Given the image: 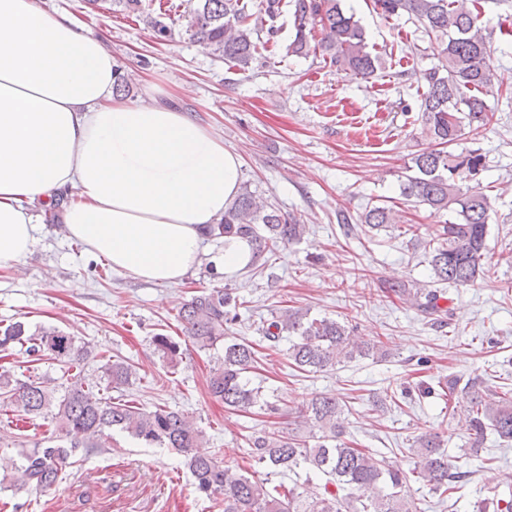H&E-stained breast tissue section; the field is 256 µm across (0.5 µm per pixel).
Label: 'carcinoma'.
I'll return each mask as SVG.
<instances>
[{"mask_svg":"<svg viewBox=\"0 0 512 512\" xmlns=\"http://www.w3.org/2000/svg\"><path fill=\"white\" fill-rule=\"evenodd\" d=\"M188 28L213 57L241 71L249 69L258 54V34L273 39L278 28L265 26L280 10V0H266L263 11L251 12L243 0H190ZM126 14L144 17L158 40L171 36L162 15H142L141 0H113ZM294 38L287 45L290 56L320 54L323 60L355 76L374 74L377 57L368 51L363 27L344 0H291ZM381 14H406L430 36V49L437 64L421 75L423 92L420 111L423 131L435 147L412 158L415 174L401 182V196L418 205L451 210L455 220L442 224L428 242L427 260L434 282L465 286L486 276L484 255L490 202L483 192L480 175L486 170L485 156L475 149L451 150L470 131L477 135L491 120L484 96L502 85L491 59L492 44L480 26V0H374ZM322 37L316 38V31ZM394 223L386 206H373L361 216L363 230L371 233ZM306 225L294 216L258 198L243 188L219 223L208 235L240 236L248 239L255 257L281 244L302 239ZM394 293L426 313L439 311L440 295L425 288H397ZM245 301L231 288H213L181 304L177 321L182 332L201 350L222 345L207 378L208 392L224 401V407L246 410L262 399V389L249 382L255 368L254 347L225 333L236 320V309ZM272 342L288 339L291 364L305 372H317L357 359L385 356L381 342L356 336L346 325L329 317H312L299 308H287L262 328ZM158 353L176 370L181 364L180 345L173 337L152 338ZM39 361L55 360L72 370L92 356L71 336L56 327L30 329L16 321L0 326V350L14 347ZM106 389L123 391L133 384L137 372L131 363L117 358L104 367ZM465 399L464 412L473 431L471 447L487 431L512 441V390H483L482 382L460 384L448 378V396ZM0 396L7 408L21 419L49 417L58 432L57 444L17 449V458L3 456L0 469L11 472L10 487L16 491L44 492L87 456L107 447L115 430L150 445L172 448L184 457L199 492L224 505V512H420L414 499L404 493L410 475L427 483L441 496L456 488L464 477L448 467V456L440 448L437 432L420 434L410 454L414 468L386 464L375 453L353 448L342 440L341 414L344 405L334 397L320 396L308 402L296 419L311 423L320 432L318 443L290 430H276L249 440V454L271 474L278 475L301 466L326 476L321 486L307 478L302 485L267 487L268 479L234 472L211 450L204 432L189 414L157 406L152 410L131 401L110 397L76 380L59 390L41 377L20 379L9 369L0 370ZM474 512H512V494L480 502Z\"/></svg>","mask_w":512,"mask_h":512,"instance_id":"obj_1","label":"carcinoma"}]
</instances>
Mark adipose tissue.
I'll list each match as a JSON object with an SVG mask.
<instances>
[{
    "label": "adipose tissue",
    "instance_id": "obj_1",
    "mask_svg": "<svg viewBox=\"0 0 512 512\" xmlns=\"http://www.w3.org/2000/svg\"><path fill=\"white\" fill-rule=\"evenodd\" d=\"M98 39L36 0H0V269L35 244L56 198L69 238L113 269L176 284L240 185V159L190 113L112 92Z\"/></svg>",
    "mask_w": 512,
    "mask_h": 512
}]
</instances>
